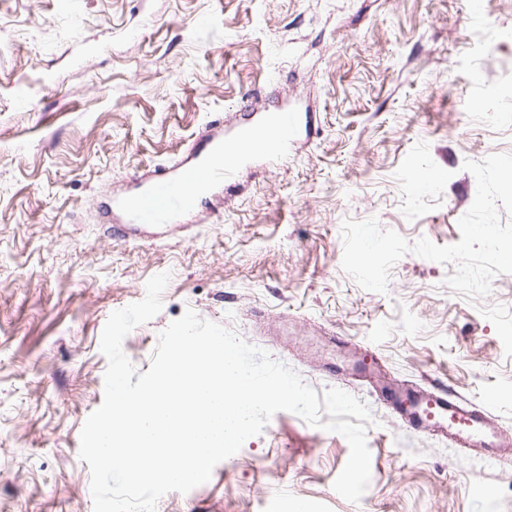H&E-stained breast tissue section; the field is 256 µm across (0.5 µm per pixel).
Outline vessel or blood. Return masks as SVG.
<instances>
[{"label": "vessel or blood", "instance_id": "b4317fda", "mask_svg": "<svg viewBox=\"0 0 512 512\" xmlns=\"http://www.w3.org/2000/svg\"><path fill=\"white\" fill-rule=\"evenodd\" d=\"M295 128L294 116L282 122L271 116L243 127L232 139H209L196 163L155 171L137 196L119 206L132 224L172 223L175 209L191 208L202 192L232 179L257 148L274 153L287 146ZM385 398L406 427L448 437L468 449L470 459L498 462L512 450V440L503 436L488 407L461 400L449 390L412 393L391 386Z\"/></svg>", "mask_w": 512, "mask_h": 512}]
</instances>
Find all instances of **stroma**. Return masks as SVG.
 I'll return each instance as SVG.
<instances>
[{
  "label": "stroma",
  "instance_id": "stroma-1",
  "mask_svg": "<svg viewBox=\"0 0 512 512\" xmlns=\"http://www.w3.org/2000/svg\"><path fill=\"white\" fill-rule=\"evenodd\" d=\"M281 111L302 118L282 155L246 159L176 223L114 236L137 175ZM502 152L512 0H0V512H93L79 443L104 397L101 333L160 273L161 312L123 341L139 372L190 307L372 421L359 503L333 489L346 439L280 411L156 512H512L511 465L463 461L331 368L367 354L493 402L512 436V357L479 312L512 309V274L477 307L446 286L450 264L406 254L383 293L341 266L348 219L458 242L463 163Z\"/></svg>",
  "mask_w": 512,
  "mask_h": 512
}]
</instances>
